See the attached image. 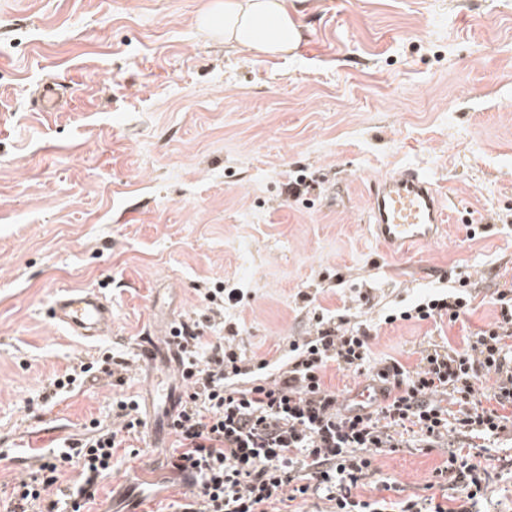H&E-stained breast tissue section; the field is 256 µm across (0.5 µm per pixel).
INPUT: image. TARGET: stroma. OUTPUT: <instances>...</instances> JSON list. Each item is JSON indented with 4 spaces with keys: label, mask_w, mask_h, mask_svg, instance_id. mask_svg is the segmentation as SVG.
Wrapping results in <instances>:
<instances>
[{
    "label": "stroma",
    "mask_w": 512,
    "mask_h": 512,
    "mask_svg": "<svg viewBox=\"0 0 512 512\" xmlns=\"http://www.w3.org/2000/svg\"><path fill=\"white\" fill-rule=\"evenodd\" d=\"M292 2L304 38L266 56L200 32L214 0H0V512L39 467L16 464L18 447L60 446L111 423L113 397L146 396L141 338L204 320L205 289L243 291L224 315L272 362L318 312L369 326L374 362L409 367L429 337L460 349L496 321L512 285V0ZM49 78L68 95L36 111ZM409 165L438 185L449 224L408 258L366 220L371 182ZM460 286L457 322H384ZM62 288L98 289L111 335L54 326ZM108 359L127 363L124 386ZM80 363L94 373L44 402ZM165 450L119 449L92 512H127L129 480L150 512H174L185 489ZM444 458L407 448L377 464L420 494Z\"/></svg>",
    "instance_id": "stroma-1"
}]
</instances>
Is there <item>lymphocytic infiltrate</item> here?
Returning <instances> with one entry per match:
<instances>
[{
    "label": "lymphocytic infiltrate",
    "instance_id": "f902f5d3",
    "mask_svg": "<svg viewBox=\"0 0 512 512\" xmlns=\"http://www.w3.org/2000/svg\"><path fill=\"white\" fill-rule=\"evenodd\" d=\"M205 321L186 320L172 335L187 387L171 414L175 436L166 466L192 473L194 490L176 512H289L290 502L318 498L333 512H477L493 483L512 475V458H493L512 435V289L498 291L497 321L460 350L432 343L415 367L391 358L371 362L369 327L344 329L317 318L313 335L290 339L288 360L276 373L247 355L236 327L224 324L225 302L237 290L207 289ZM464 295L449 293L416 304L396 320L457 321L467 314ZM379 385L380 400L358 408L327 387L329 366ZM145 426L131 397L112 400V424L67 440L59 456H46L37 475L13 488L8 512H86L99 479L111 474L118 449L140 440ZM404 448H444L428 494L403 495L380 479L378 455ZM80 469L61 484L62 463ZM376 483L383 496L357 490Z\"/></svg>",
    "mask_w": 512,
    "mask_h": 512
}]
</instances>
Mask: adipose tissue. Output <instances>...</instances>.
<instances>
[{
	"mask_svg": "<svg viewBox=\"0 0 512 512\" xmlns=\"http://www.w3.org/2000/svg\"><path fill=\"white\" fill-rule=\"evenodd\" d=\"M201 25L225 45L273 56L294 52L303 39L288 0H222L202 16Z\"/></svg>",
	"mask_w": 512,
	"mask_h": 512,
	"instance_id": "ef3b65f1",
	"label": "adipose tissue"
}]
</instances>
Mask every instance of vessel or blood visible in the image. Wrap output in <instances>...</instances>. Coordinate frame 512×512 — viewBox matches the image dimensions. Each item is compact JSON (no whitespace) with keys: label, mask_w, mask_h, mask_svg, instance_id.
<instances>
[{"label":"vessel or blood","mask_w":512,"mask_h":512,"mask_svg":"<svg viewBox=\"0 0 512 512\" xmlns=\"http://www.w3.org/2000/svg\"><path fill=\"white\" fill-rule=\"evenodd\" d=\"M445 210L438 186L421 169L408 167L371 184L367 222L386 250L404 255L439 239ZM48 316L71 335L88 340L102 339L112 331V306L94 288L61 290ZM140 353L150 366L160 358L172 364L178 361L169 336L146 337Z\"/></svg>","instance_id":"1"}]
</instances>
